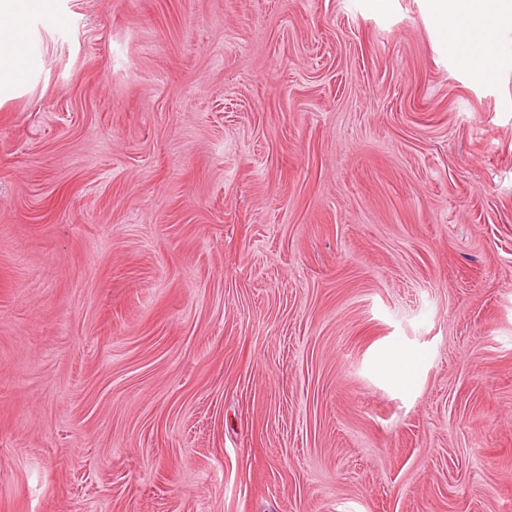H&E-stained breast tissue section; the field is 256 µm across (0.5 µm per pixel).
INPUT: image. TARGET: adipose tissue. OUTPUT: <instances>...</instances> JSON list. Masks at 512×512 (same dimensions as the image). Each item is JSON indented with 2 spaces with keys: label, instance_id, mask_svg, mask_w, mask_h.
Here are the masks:
<instances>
[{
  "label": "adipose tissue",
  "instance_id": "1",
  "mask_svg": "<svg viewBox=\"0 0 512 512\" xmlns=\"http://www.w3.org/2000/svg\"><path fill=\"white\" fill-rule=\"evenodd\" d=\"M52 8V0H0V82L23 80L18 52L28 38L25 21ZM430 9L472 80L484 82L512 68V55L497 48L499 30L512 26V0H430Z\"/></svg>",
  "mask_w": 512,
  "mask_h": 512
}]
</instances>
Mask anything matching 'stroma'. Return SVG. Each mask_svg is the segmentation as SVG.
Instances as JSON below:
<instances>
[{"instance_id": "obj_1", "label": "stroma", "mask_w": 512, "mask_h": 512, "mask_svg": "<svg viewBox=\"0 0 512 512\" xmlns=\"http://www.w3.org/2000/svg\"><path fill=\"white\" fill-rule=\"evenodd\" d=\"M27 25L0 512H512V70L428 0ZM385 371L390 379L400 385H407L411 379L408 359L400 353L394 354L385 365Z\"/></svg>"}]
</instances>
